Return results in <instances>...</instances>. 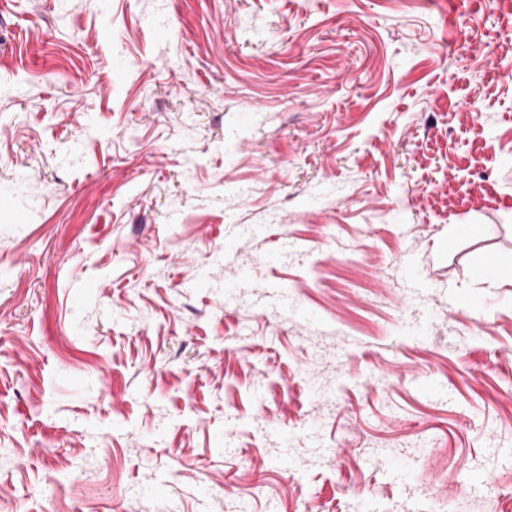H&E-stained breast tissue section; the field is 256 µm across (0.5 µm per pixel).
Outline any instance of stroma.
<instances>
[{
	"label": "stroma",
	"mask_w": 512,
	"mask_h": 512,
	"mask_svg": "<svg viewBox=\"0 0 512 512\" xmlns=\"http://www.w3.org/2000/svg\"><path fill=\"white\" fill-rule=\"evenodd\" d=\"M0 512H512V0H0Z\"/></svg>",
	"instance_id": "stroma-1"
}]
</instances>
